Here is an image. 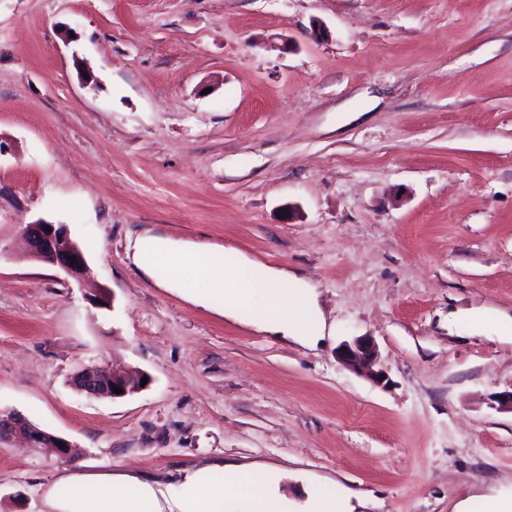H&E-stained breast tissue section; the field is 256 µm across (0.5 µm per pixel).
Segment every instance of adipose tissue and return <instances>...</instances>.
<instances>
[{
    "mask_svg": "<svg viewBox=\"0 0 512 512\" xmlns=\"http://www.w3.org/2000/svg\"><path fill=\"white\" fill-rule=\"evenodd\" d=\"M135 258L152 277L164 280L179 273L216 287L224 293V313L258 331L293 337L316 346L323 336L324 323L313 288L295 273L275 268L233 249H192L148 237L136 245ZM212 467L185 474L180 492H190L202 503L221 497L248 493L257 512H281L279 493L264 481L262 474L244 473L225 467L221 484H214ZM75 497L103 495L111 498L112 512H160L155 490L143 483L137 495H130L121 482L95 483L70 480Z\"/></svg>",
    "mask_w": 512,
    "mask_h": 512,
    "instance_id": "adipose-tissue-1",
    "label": "adipose tissue"
}]
</instances>
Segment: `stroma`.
Listing matches in <instances>:
<instances>
[{
    "label": "stroma",
    "instance_id": "1",
    "mask_svg": "<svg viewBox=\"0 0 512 512\" xmlns=\"http://www.w3.org/2000/svg\"><path fill=\"white\" fill-rule=\"evenodd\" d=\"M39 220L89 279L26 257ZM146 236L301 273L323 341L196 304L135 264ZM0 244V409L79 448L0 446V512H57L72 475L193 512L177 486L213 463L290 512L323 484L352 512L512 498V336L448 325L512 315V0H0ZM358 336L387 384L337 361ZM89 361L148 382L86 397Z\"/></svg>",
    "mask_w": 512,
    "mask_h": 512
}]
</instances>
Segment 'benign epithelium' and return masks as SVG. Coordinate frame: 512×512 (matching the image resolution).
I'll return each mask as SVG.
<instances>
[{"label":"benign epithelium","mask_w":512,"mask_h":512,"mask_svg":"<svg viewBox=\"0 0 512 512\" xmlns=\"http://www.w3.org/2000/svg\"><path fill=\"white\" fill-rule=\"evenodd\" d=\"M17 234L25 241L31 258L56 266L76 280L90 277L91 269L67 225L38 220L19 225ZM336 359L376 384L386 383L382 379L386 372L379 367L377 345L370 336L342 342L336 348ZM142 378L144 374L138 371L106 370L88 363L76 370L72 386L88 397L114 400L142 390ZM116 387L121 392H115ZM17 435L23 436L31 447L53 448L64 458L75 455L76 445L73 442L31 423L16 411L0 410V445L10 443Z\"/></svg>","instance_id":"1"}]
</instances>
